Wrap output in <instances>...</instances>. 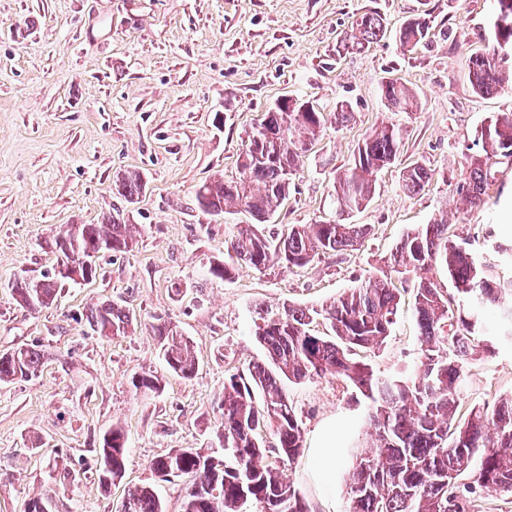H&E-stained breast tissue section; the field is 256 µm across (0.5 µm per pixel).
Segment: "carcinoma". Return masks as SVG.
Masks as SVG:
<instances>
[{"instance_id": "cac0c4a2", "label": "carcinoma", "mask_w": 512, "mask_h": 512, "mask_svg": "<svg viewBox=\"0 0 512 512\" xmlns=\"http://www.w3.org/2000/svg\"><path fill=\"white\" fill-rule=\"evenodd\" d=\"M512 13V0H496L495 10L480 33L489 49L470 59L469 81L478 95H491L512 82V27L497 19L502 7ZM432 29L428 14H417L399 29V43L408 51L428 40ZM384 18L363 13L353 33L336 53L361 52L385 36ZM380 98L390 112H412L417 94L398 79L384 81ZM281 128L279 144L267 140L264 123L253 127L237 161L238 176L204 182L195 197L200 209L213 216L246 212L252 223L234 224L226 241L224 259L210 265L209 274L232 279L236 266L245 263L259 272L274 268H305L326 254L354 250L369 235L366 224H347L346 216L366 207L376 188L375 175L392 164L404 140L398 123L371 129L357 146L353 161L336 177L335 213L315 224H293L281 236L268 235V223L286 200L287 172L295 171L301 154L314 142L325 123L324 113H264ZM512 165V113L503 112L484 123L476 151L469 157L467 176L456 186L470 208L485 202L497 166ZM117 194L134 204L146 190L143 174L120 170ZM433 177V169L416 162L402 172V187L416 194ZM133 225L117 209L99 224L67 225L41 248L59 252L76 248L84 255L109 252L115 256L136 246ZM444 266L452 289L434 279ZM413 282L414 310L421 330V373L414 378H383L359 352H372L384 344L395 324L400 292L393 278ZM65 281L54 273L20 276L12 283L16 304L48 309L58 299ZM322 318L329 333L310 328ZM90 329L112 340L132 331L129 310L112 302H99L82 314ZM166 371L193 378L199 362L193 342L178 326L162 322L153 327ZM253 335L264 348L266 361L229 377L218 405L221 422L214 442L224 454V466L214 468L191 448H177L156 458L152 468L162 481L188 477L182 512H242L247 503L256 512H310L284 471L298 458L302 429L284 383L305 384L334 376L359 392L365 400L372 442L352 456L347 483L349 512H486L489 495L512 498V397L498 400L492 409L473 408L467 419L456 418L466 383V367L479 353H492L497 339L512 340V277L495 278L490 265L448 235V224H424L404 235L389 256L381 258L374 277L345 290L328 305L308 308L290 304L254 309ZM47 352L39 345H20L0 352V383L29 381L41 373ZM135 391L158 394L164 378L149 370L131 378ZM272 430L276 444H266ZM127 435L120 423L112 424L94 449L91 476L103 490L122 480ZM473 475L469 484L460 482ZM60 502V489L49 488L29 499L31 512H44ZM123 512H165L156 489L135 488Z\"/></svg>"}]
</instances>
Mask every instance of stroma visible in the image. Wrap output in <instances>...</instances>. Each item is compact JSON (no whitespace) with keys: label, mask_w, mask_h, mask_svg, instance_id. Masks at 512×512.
<instances>
[{"label":"stroma","mask_w":512,"mask_h":512,"mask_svg":"<svg viewBox=\"0 0 512 512\" xmlns=\"http://www.w3.org/2000/svg\"><path fill=\"white\" fill-rule=\"evenodd\" d=\"M493 7V0H0V351L39 344L50 356L38 378L0 384V512H22L62 468H88L115 422L128 437L123 479L107 491L90 478L68 486L66 512H120L128 489L143 485L156 487L166 512H181L185 480L159 481L152 462L209 445L225 381L265 359L252 331L255 306L329 303L365 282L409 230L446 219L494 276L512 275V166H501L481 211L467 212L455 191L477 131L490 116L512 112V90L481 96L468 79ZM376 10L385 15V37L337 58V41ZM420 12L433 21L432 38L402 52L398 31ZM389 78L418 95L417 111L385 109L379 86ZM285 95L328 114L348 102L354 117L325 123L268 231L333 216L337 174L367 132L393 121L405 129L401 152L378 172L368 206L349 217L370 233L358 249L302 269L268 275L244 264L231 281L212 278L229 226L198 208L195 191L220 175L235 178L248 131ZM418 161L435 176L412 195L401 174ZM122 169L148 181L130 207L135 249L104 263L92 284L65 289L52 308L34 314L17 306L14 278L52 264L40 249L44 237L100 223L118 203L112 177ZM394 286L402 295L396 322L368 361L381 374L410 377L420 366V328L411 282ZM109 300L133 313L131 335L106 340L81 320L87 305ZM163 321L192 339L199 372L166 377L163 391L146 397L130 380L161 370L152 327ZM288 394L303 448L287 472L311 512H346L351 457L370 441L365 405L332 377L289 385ZM510 394L512 343L503 341L470 365L459 413ZM33 435L43 447L28 449ZM325 456L336 459L328 476L319 467Z\"/></svg>","instance_id":"1"}]
</instances>
